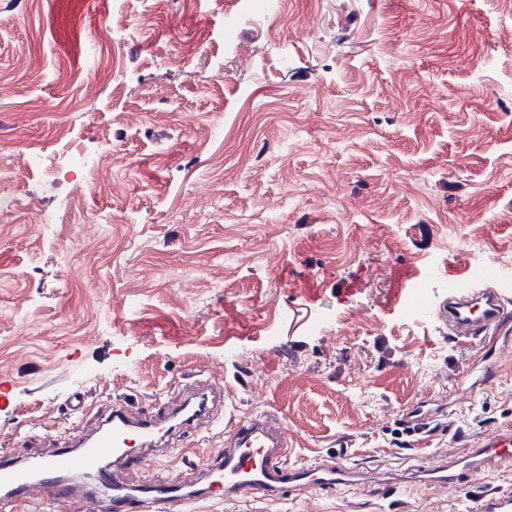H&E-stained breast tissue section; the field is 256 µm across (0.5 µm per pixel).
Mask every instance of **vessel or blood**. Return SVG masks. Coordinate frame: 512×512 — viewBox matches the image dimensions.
<instances>
[{"label":"vessel or blood","instance_id":"1","mask_svg":"<svg viewBox=\"0 0 512 512\" xmlns=\"http://www.w3.org/2000/svg\"><path fill=\"white\" fill-rule=\"evenodd\" d=\"M474 296L470 279H458L456 293L442 305L440 315L456 342H477L487 349L483 372L488 375L494 372L496 359L512 351V345L500 338L512 313L495 289L479 295L484 304L479 313H472ZM215 391L214 385L199 384L190 393L203 395L210 403ZM209 403L190 412L185 405L160 399L146 412L116 399L91 429L78 423L63 428L29 425L19 433L21 443L31 446L52 438L58 446L22 462L0 453V512H15L23 502L46 503L55 512H191L196 502L205 499L276 497L311 486L340 490L387 485L388 469L382 465L366 468L332 460L289 465L288 438L280 419L269 413L227 424L223 441L209 449L196 478L132 482L131 474L144 469L147 455L178 453L187 434L214 426ZM505 458H512V429L495 433L463 453L427 462L413 475L426 484L452 485ZM476 510L512 512V496L482 491Z\"/></svg>","mask_w":512,"mask_h":512}]
</instances>
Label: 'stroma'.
<instances>
[{
	"instance_id": "35a3bbf8",
	"label": "stroma",
	"mask_w": 512,
	"mask_h": 512,
	"mask_svg": "<svg viewBox=\"0 0 512 512\" xmlns=\"http://www.w3.org/2000/svg\"><path fill=\"white\" fill-rule=\"evenodd\" d=\"M1 79L0 451L72 423L75 391L145 408L191 376L222 378L225 419L275 414L295 465L399 470L512 426V357L473 380L471 349L407 311L488 267L512 311L501 0H0ZM108 144L111 191L81 193ZM419 401L424 433L403 420ZM486 488L512 493V460L193 512H476Z\"/></svg>"
}]
</instances>
